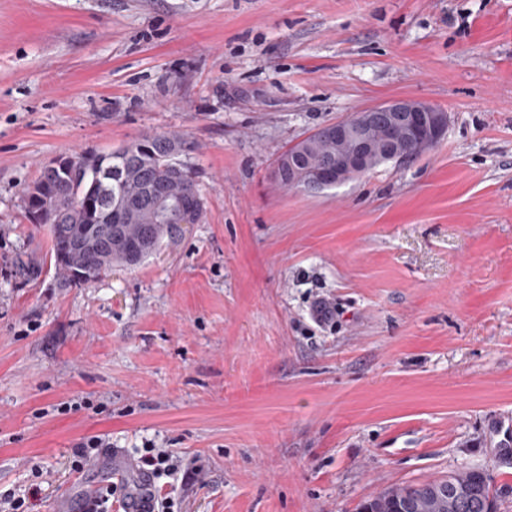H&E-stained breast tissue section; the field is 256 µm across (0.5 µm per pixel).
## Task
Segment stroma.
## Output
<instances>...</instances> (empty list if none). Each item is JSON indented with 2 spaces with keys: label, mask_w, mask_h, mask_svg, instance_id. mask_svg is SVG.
<instances>
[{
  "label": "stroma",
  "mask_w": 512,
  "mask_h": 512,
  "mask_svg": "<svg viewBox=\"0 0 512 512\" xmlns=\"http://www.w3.org/2000/svg\"><path fill=\"white\" fill-rule=\"evenodd\" d=\"M393 98L434 149L310 193L275 159ZM184 135L201 222L59 287L24 190L74 151ZM38 279L17 273L19 258ZM512 0H0V492L78 512L83 436L208 473L179 512H358L482 466L512 512Z\"/></svg>",
  "instance_id": "obj_1"
}]
</instances>
